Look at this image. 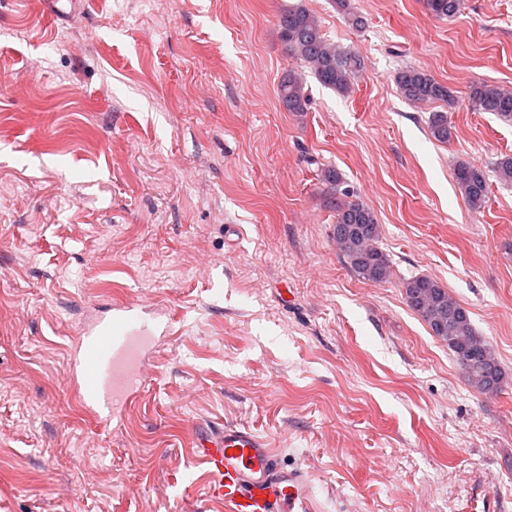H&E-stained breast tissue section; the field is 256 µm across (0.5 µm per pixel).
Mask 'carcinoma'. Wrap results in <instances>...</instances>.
<instances>
[{"mask_svg": "<svg viewBox=\"0 0 512 512\" xmlns=\"http://www.w3.org/2000/svg\"><path fill=\"white\" fill-rule=\"evenodd\" d=\"M425 8L435 18H452L464 8V0H424ZM278 35L288 55L304 64L310 74L324 87L341 94L351 90L356 75L363 68L361 57L330 42L322 32V22L302 5L292 6L278 15ZM396 84L404 98L415 104L440 102L443 111L428 116L431 136L442 143L453 137L448 112L455 109L457 99L448 86L436 81L423 70L407 67L396 73ZM278 100L288 112H305L310 101L305 74L289 69L278 83ZM469 102L473 110L491 112L512 122V91L482 83L472 87ZM494 173L504 185H512V156L495 163ZM454 177L465 204L478 212L486 203L489 174L472 163L461 162L454 168ZM325 186L330 207L336 212L334 229L344 233L334 237L349 268L360 278L373 283L384 282L391 275L387 254L379 247L380 224L374 212L350 190L340 188L341 174L323 168L318 174ZM406 304L428 326L433 335L453 354L468 384L476 391L488 390L487 372L495 370L500 384L505 374L492 348L476 332L468 311L435 279L414 276L403 282Z\"/></svg>", "mask_w": 512, "mask_h": 512, "instance_id": "cac0c4a2", "label": "carcinoma"}]
</instances>
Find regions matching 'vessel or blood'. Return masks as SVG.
Wrapping results in <instances>:
<instances>
[{
	"mask_svg": "<svg viewBox=\"0 0 512 512\" xmlns=\"http://www.w3.org/2000/svg\"><path fill=\"white\" fill-rule=\"evenodd\" d=\"M150 326L119 306L76 336L70 369L84 408L117 420L149 379L141 348ZM190 455L207 469L211 500L224 512H323L307 473L285 467L268 441L233 424L195 433Z\"/></svg>",
	"mask_w": 512,
	"mask_h": 512,
	"instance_id": "b4317fda",
	"label": "vessel or blood"
}]
</instances>
